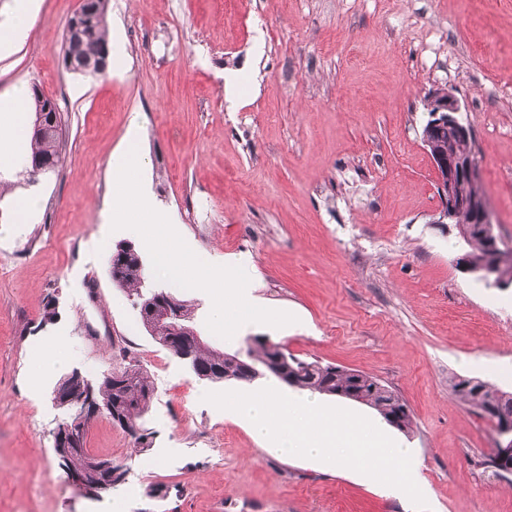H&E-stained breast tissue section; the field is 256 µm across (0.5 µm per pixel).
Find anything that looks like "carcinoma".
<instances>
[{
  "label": "carcinoma",
  "mask_w": 512,
  "mask_h": 512,
  "mask_svg": "<svg viewBox=\"0 0 512 512\" xmlns=\"http://www.w3.org/2000/svg\"><path fill=\"white\" fill-rule=\"evenodd\" d=\"M108 0H86L85 12L79 19L82 37L78 45L80 56L94 63L108 54L106 20ZM34 121L25 127L24 135L30 138V152L25 159V174L31 176V163L39 160L56 169L60 160L59 130L61 116H56L54 123L43 127L37 125V118L43 113L49 102L37 85H32ZM469 250L464 254L466 262L479 267L488 263L490 252L485 238L478 231H473L466 240ZM116 250L125 251L119 264L110 271L112 282L125 289L128 296L139 298L140 294L150 291L146 285L142 256L138 250L128 251L126 245L119 244ZM496 269L505 276H512V249L499 251L493 259ZM155 305L163 309H174L183 317L187 326L194 324V308L177 294L164 289L155 290ZM275 344L268 339L255 336L246 341L242 350L243 359L251 366H263L273 356ZM231 354L212 348L198 346L192 350L190 362L195 367V375L200 379H209V372L222 369ZM282 371L288 373V378L278 373L270 377L287 386L317 392L347 400H354L353 394H360L363 402L373 406L387 421L398 422L399 430L407 434L413 431L412 414L407 404L378 379L367 374L362 375V381L346 370L334 365H322L317 361L308 362L292 355L282 365ZM64 389L72 402H78L92 388L94 399L112 412V422L119 424L125 420L136 424L150 407L154 395V384L148 371L134 358L124 366L99 381L90 383L79 381L72 375H67L58 383ZM458 399L478 414L495 424L497 434H502L501 426L512 423V392L503 391L475 379L460 378L452 385Z\"/></svg>",
  "instance_id": "carcinoma-1"
}]
</instances>
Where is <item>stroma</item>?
<instances>
[{"label":"stroma","instance_id":"1","mask_svg":"<svg viewBox=\"0 0 512 512\" xmlns=\"http://www.w3.org/2000/svg\"><path fill=\"white\" fill-rule=\"evenodd\" d=\"M76 6L40 0L30 36L0 59V93L38 85L62 121L55 173L32 183L0 171L42 198L27 224L0 199V512H417L352 469L264 450L232 411L201 400L242 383L198 378L144 330L110 276L112 251L131 237L101 234L110 162L134 120L147 186L190 248L217 265L243 259L262 306L298 318L225 340L205 327L206 293L178 289L209 345L232 353L264 336L378 379L412 412L402 440L418 452L430 512H512V477L483 466L497 434L451 388L463 377L512 391V288L457 267L467 246L435 221L422 142L428 99L452 92L512 249V0H109L127 59L96 76L62 66ZM231 69L245 76L233 97ZM48 352L55 371L30 386ZM126 354L154 383L137 421L150 445L95 417L87 450L128 474L91 500L54 454L64 413L50 392ZM157 484L166 495L149 496Z\"/></svg>","mask_w":512,"mask_h":512}]
</instances>
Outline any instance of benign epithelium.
I'll return each instance as SVG.
<instances>
[{"label":"benign epithelium","mask_w":512,"mask_h":512,"mask_svg":"<svg viewBox=\"0 0 512 512\" xmlns=\"http://www.w3.org/2000/svg\"><path fill=\"white\" fill-rule=\"evenodd\" d=\"M429 119L422 141L428 151L435 173V182L442 199L437 223L457 224L459 215L470 213L469 223L478 225L483 230L490 254L500 250V242L494 232L495 219L487 200L483 197L465 198L458 195L461 183L478 182L482 178L479 163L473 155L456 153L447 155L438 143V135L451 128L463 142L473 139L471 126L465 123L460 115L461 106L451 92L435 94L427 105ZM87 405L77 403L73 407L74 416L62 421L53 432V449L61 460L68 459L72 454L82 451L77 417L83 414ZM504 438L495 448V454L503 462L512 461V426L504 425ZM71 481L78 488L79 494L89 498H102L112 491V467L109 464L93 460L91 466L84 471L71 473Z\"/></svg>","instance_id":"7a95c632"}]
</instances>
